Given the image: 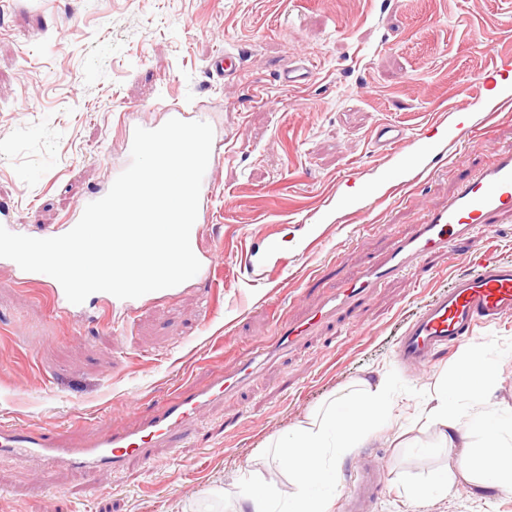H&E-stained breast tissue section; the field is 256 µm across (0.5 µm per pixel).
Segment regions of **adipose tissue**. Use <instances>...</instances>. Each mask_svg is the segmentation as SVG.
I'll use <instances>...</instances> for the list:
<instances>
[{"label": "adipose tissue", "instance_id": "1", "mask_svg": "<svg viewBox=\"0 0 512 512\" xmlns=\"http://www.w3.org/2000/svg\"><path fill=\"white\" fill-rule=\"evenodd\" d=\"M494 374L492 364L473 352L459 363L451 390H440L431 398L428 416L438 427L441 441L457 451L435 478V486L446 489L471 483L495 497L512 494V442L487 429L486 414L474 408ZM452 393L457 401H449ZM394 409L386 388L367 380L360 381L357 390L321 405L287 435L268 442L288 472L289 489L258 482L243 496V504L249 512H331V497L313 494V486L335 473L343 459L382 424L392 421ZM468 426L485 427L481 448H466L463 436Z\"/></svg>", "mask_w": 512, "mask_h": 512}]
</instances>
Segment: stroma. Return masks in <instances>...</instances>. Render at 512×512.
I'll return each mask as SVG.
<instances>
[{"label": "stroma", "instance_id": "obj_1", "mask_svg": "<svg viewBox=\"0 0 512 512\" xmlns=\"http://www.w3.org/2000/svg\"><path fill=\"white\" fill-rule=\"evenodd\" d=\"M224 49L237 58L229 81L207 69ZM298 54L308 82L280 87L276 75ZM511 76L512 0H0V202L29 230L59 228L79 200L104 192L126 161L130 125L164 121L159 100L208 105L224 135L211 219L193 241L216 261L209 279L125 302L94 293L64 312L53 277L29 283L0 260V425L73 440L108 432L182 386L232 374L282 323L312 324L177 444L148 445L119 469L0 456V512H229L250 471L287 483L269 437L380 377L401 414L360 448L382 473L371 512H512V496L430 489L454 451L424 413L478 350L495 367L489 424L512 430V319L479 328L420 377L395 357L405 324L474 259L512 262V215L313 319L512 148V112L490 125L483 112ZM474 95L482 108L470 106ZM386 125L409 134L390 153L375 144ZM349 187L361 190L351 204ZM244 253L262 282L237 264Z\"/></svg>", "mask_w": 512, "mask_h": 512}]
</instances>
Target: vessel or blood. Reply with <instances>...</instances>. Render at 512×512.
Listing matches in <instances>:
<instances>
[{
	"label": "vessel or blood",
	"mask_w": 512,
	"mask_h": 512,
	"mask_svg": "<svg viewBox=\"0 0 512 512\" xmlns=\"http://www.w3.org/2000/svg\"><path fill=\"white\" fill-rule=\"evenodd\" d=\"M159 109L168 117L184 121L212 120L199 104L189 108L178 102L163 103ZM506 212H512V150L501 152L493 166L463 182L447 205L429 211L427 221L414 225L410 235L394 242L382 261L366 268L355 282L330 298L321 308V315L356 303L384 279L415 267L429 251H454L457 243L479 225L493 224ZM511 317L512 264L492 257L476 260L471 271L457 277L407 326L397 357L413 370H427L448 348L473 339L477 325ZM304 333L303 326H288L274 345L248 353L233 375L217 379L204 389L187 390L178 401L164 405L149 418L113 428L110 434L90 437L78 445L50 427L31 430L0 426V453L35 457L90 472L118 466L127 455L151 442L175 441L186 419L228 391L248 385L266 362L292 347ZM353 472L356 480L347 489V506L350 512H362L364 503L375 498L380 489L374 457H362L354 463Z\"/></svg>",
	"instance_id": "b4317fda"
}]
</instances>
